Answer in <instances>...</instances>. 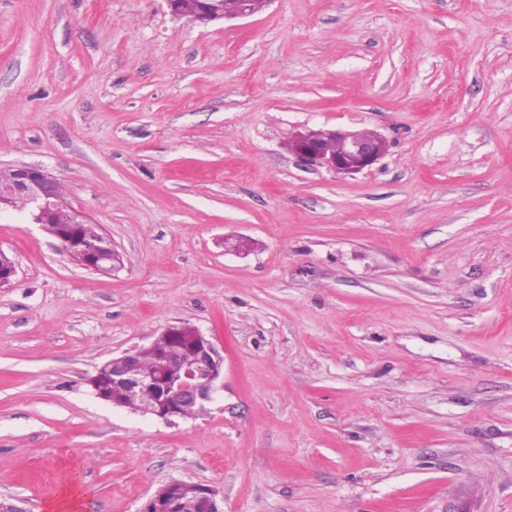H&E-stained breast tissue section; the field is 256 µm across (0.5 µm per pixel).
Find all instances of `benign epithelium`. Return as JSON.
Listing matches in <instances>:
<instances>
[{
  "mask_svg": "<svg viewBox=\"0 0 512 512\" xmlns=\"http://www.w3.org/2000/svg\"><path fill=\"white\" fill-rule=\"evenodd\" d=\"M268 0H240L238 10L227 15L215 0H206L202 11L194 15L200 21L241 18L259 12ZM387 139L379 133L359 129H306L290 140L289 150L306 165L325 168L339 175H354L376 164L388 151ZM59 181L40 166L20 165L6 168L0 186V209H15L18 203L31 205L34 223L44 224L45 215L59 203ZM59 246L84 269L109 275L120 258L112 240L104 244L82 242L76 233L56 237ZM17 274L15 259L0 249V288L11 285ZM102 368L110 376L117 399L104 394L97 397L116 407L125 400L136 403L143 415L172 423L186 419L189 411L200 412L224 387V357L212 339L186 323L168 325L143 347L124 352L106 361ZM192 487L200 512H224V499L213 488L181 481L159 487L144 512H179L183 493Z\"/></svg>",
  "mask_w": 512,
  "mask_h": 512,
  "instance_id": "benign-epithelium-1",
  "label": "benign epithelium"
}]
</instances>
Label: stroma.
Returning <instances> with one entry per match:
<instances>
[{"label":"stroma","mask_w":512,"mask_h":512,"mask_svg":"<svg viewBox=\"0 0 512 512\" xmlns=\"http://www.w3.org/2000/svg\"><path fill=\"white\" fill-rule=\"evenodd\" d=\"M387 138L342 176L307 127ZM42 166L122 258L0 214V512H512V0H0V167ZM188 323L224 356L201 416L97 398ZM177 1L178 0H165L171 13L176 16L194 14L199 10L200 5L205 3L203 10L192 17L196 20L206 22L247 17L261 11V5L257 3L258 0H241L238 10L236 9L238 7L239 0H217L224 11L233 12L236 10L230 15L223 13L221 9L217 7V1L205 0L206 2H203L202 0H179V4ZM187 487H192L197 499L191 494L182 496ZM224 512V499L218 497V492L202 484H187L181 481H172L159 487L149 499L144 512Z\"/></svg>","instance_id":"35a3bbf8"}]
</instances>
